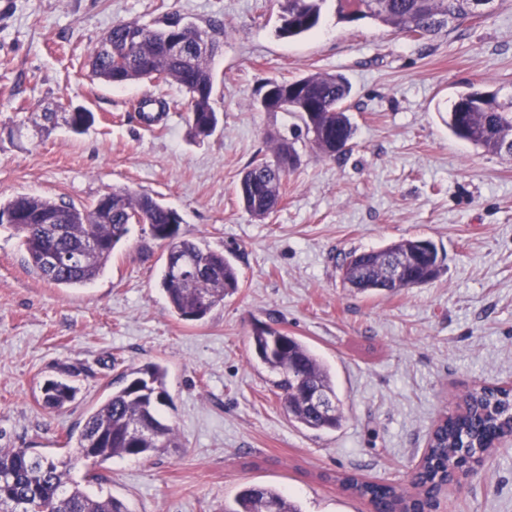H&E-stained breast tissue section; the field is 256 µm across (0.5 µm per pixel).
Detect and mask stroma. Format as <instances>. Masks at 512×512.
Segmentation results:
<instances>
[{"mask_svg":"<svg viewBox=\"0 0 512 512\" xmlns=\"http://www.w3.org/2000/svg\"><path fill=\"white\" fill-rule=\"evenodd\" d=\"M324 0L319 26L279 36L277 0H0V198L29 194L89 206L124 187L183 218L182 234L229 253L238 290L200 322L173 313L161 287L165 249L133 225L105 272L61 288L29 267L0 227V446L63 453L88 414L148 363L167 370L162 406L180 445L99 469L129 512H224L250 484L302 512H369L334 481L353 472L408 485L439 419L481 384H512V157L474 148L446 124L467 84L512 96V0L416 40L364 19L339 20ZM181 18L210 30L216 132L191 137L187 97L173 82L112 86L89 54L113 24ZM344 75L356 132L340 158L321 156L298 117L266 112L269 80ZM166 101L145 126L143 97ZM84 107L83 133L8 131L45 110ZM299 155L278 209L257 220L236 184L269 135ZM445 254L433 281L394 294L344 285L345 254L403 238ZM298 337L331 369L342 421L333 431L291 422L272 373L254 358L253 330ZM76 387L44 407L48 381ZM437 512H512V444H503Z\"/></svg>","mask_w":512,"mask_h":512,"instance_id":"obj_1","label":"stroma"}]
</instances>
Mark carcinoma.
Here are the masks:
<instances>
[{"instance_id": "carcinoma-1", "label": "carcinoma", "mask_w": 512, "mask_h": 512, "mask_svg": "<svg viewBox=\"0 0 512 512\" xmlns=\"http://www.w3.org/2000/svg\"><path fill=\"white\" fill-rule=\"evenodd\" d=\"M324 0H282V35L292 38L312 32L319 24ZM340 20L370 19L418 39L473 17L480 0H337ZM208 36L192 26L181 30V21L168 18L156 27L136 20L112 25L105 39L112 43L108 54L92 53L91 74L110 84L143 80H171L186 93L188 125L195 138L215 133L220 119L214 107L213 52L173 55L169 42L176 37ZM277 91L270 112H293L303 122L312 143L323 155L336 158L350 149L355 129L345 102L351 86L339 74L311 73L294 81H268ZM448 128L460 139L492 154L512 155V97L469 88L457 96L448 112ZM298 162L292 143L284 137L271 139V153L249 164L237 186L243 209L255 219H264L282 202L284 179ZM62 216V223L47 224L49 216ZM171 208L146 193L114 188L90 206L77 208L63 199L27 194L0 200V226L8 225L20 239L29 265L41 277L61 288L86 286L105 271L114 249L130 233V226L149 227L153 237L175 235L173 248L183 267L165 263L161 285L170 308L180 318L201 321L224 297L239 288L238 272L224 253L213 251L181 235L180 225L170 228ZM53 256L57 263L50 264ZM400 257L405 274L387 281L386 261ZM195 267L199 272L192 273ZM442 267L436 244L409 238L387 246L349 253L340 267L345 285L360 292L394 293L435 279ZM255 356L276 375L273 386L280 391L289 418L312 430H334L339 414L320 413L297 400L301 382L337 398L329 367L295 336L271 326L253 331ZM127 384L112 392L86 419L78 436H68L73 449L63 461L31 448H0V512H129L124 501L110 492L90 491L75 480L71 471L80 462L100 464L113 458L151 457L179 447L174 429L157 413L169 398L165 369L146 364L129 373ZM76 394L73 386L50 381L44 387L43 404L63 407ZM464 409L443 416L433 431L428 448L416 467L418 498L407 499L393 485L345 474L338 478L351 494L376 506L375 512H416L424 500L440 494L451 471L462 467L479 451L489 454L499 438L512 431V392L495 385H482L465 395ZM229 512H301L280 491L250 485L236 498Z\"/></svg>"}]
</instances>
